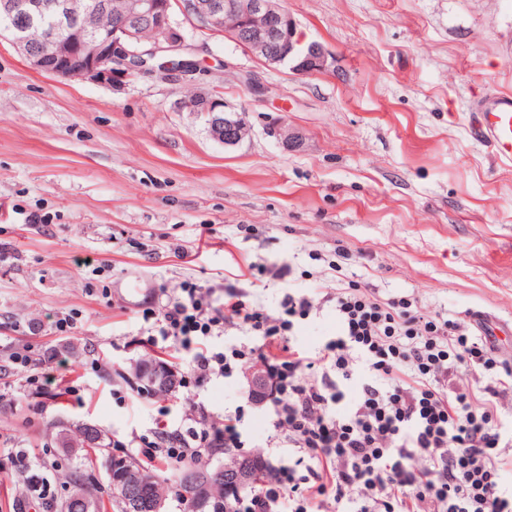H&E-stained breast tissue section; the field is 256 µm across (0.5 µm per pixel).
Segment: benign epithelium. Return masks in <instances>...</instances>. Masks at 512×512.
Segmentation results:
<instances>
[{
    "instance_id": "benign-epithelium-1",
    "label": "benign epithelium",
    "mask_w": 512,
    "mask_h": 512,
    "mask_svg": "<svg viewBox=\"0 0 512 512\" xmlns=\"http://www.w3.org/2000/svg\"><path fill=\"white\" fill-rule=\"evenodd\" d=\"M105 4L79 9L73 0H0V16L7 20L3 32L10 36L30 68L56 78L112 85L133 73L155 69L150 59L187 50L186 35L177 14L196 27L219 29L226 18L235 19L247 51L270 65H289L302 74L331 70L333 58L318 41L306 42L296 20L275 0H124L119 18L102 27L98 16ZM48 14L67 18L70 33L50 28L40 41L28 36L30 28ZM153 33L151 45L143 31ZM179 111L207 118L210 133L226 147L244 139L243 116L224 109V99L200 94L177 103ZM134 479L122 473L111 480L112 494H131Z\"/></svg>"
}]
</instances>
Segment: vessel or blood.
<instances>
[{
  "instance_id": "vessel-or-blood-1",
  "label": "vessel or blood",
  "mask_w": 512,
  "mask_h": 512,
  "mask_svg": "<svg viewBox=\"0 0 512 512\" xmlns=\"http://www.w3.org/2000/svg\"><path fill=\"white\" fill-rule=\"evenodd\" d=\"M473 133L499 160L512 162V94L481 98L475 107Z\"/></svg>"
}]
</instances>
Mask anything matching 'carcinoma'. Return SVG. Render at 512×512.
<instances>
[{"mask_svg":"<svg viewBox=\"0 0 512 512\" xmlns=\"http://www.w3.org/2000/svg\"><path fill=\"white\" fill-rule=\"evenodd\" d=\"M58 427L62 446L86 449L88 463L101 458L108 472L117 469L143 476L134 487L132 498L124 500L112 497L113 512H132L136 506L139 507L138 512H151V508L162 505L159 481L136 458L128 455L112 456L101 430L89 426L79 427L77 438L73 439L69 437V428L65 423L58 422ZM263 472L264 464L260 460L242 454L236 468L232 470L212 471L188 463L178 465L174 468L173 483L177 495L187 502L189 512H209L214 502L224 501V489L229 488L237 495L240 490L261 481ZM69 479L75 491L62 505L61 512H105L104 505L98 499L83 491L88 479L87 472L78 468L71 472Z\"/></svg>","mask_w":512,"mask_h":512,"instance_id":"carcinoma-1","label":"carcinoma"}]
</instances>
